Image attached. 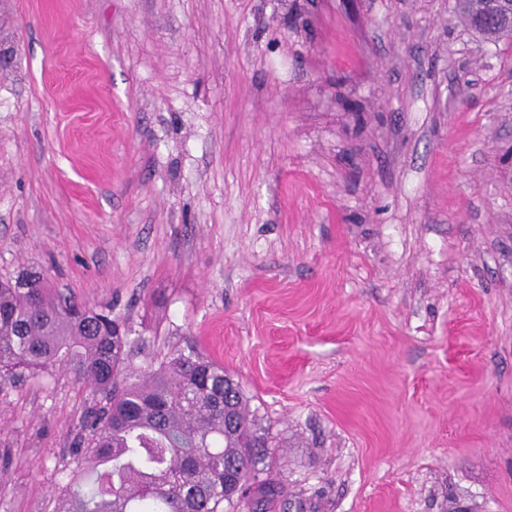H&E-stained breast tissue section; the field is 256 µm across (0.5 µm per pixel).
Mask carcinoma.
Masks as SVG:
<instances>
[{
	"label": "carcinoma",
	"mask_w": 512,
	"mask_h": 512,
	"mask_svg": "<svg viewBox=\"0 0 512 512\" xmlns=\"http://www.w3.org/2000/svg\"><path fill=\"white\" fill-rule=\"evenodd\" d=\"M455 7L484 39L512 37L474 26L485 0ZM127 339L111 314L53 301L37 276L0 281V385L68 361L107 399L86 420V452L58 512H224L233 501L262 512L280 490L266 463L277 445L240 383L190 343L134 381Z\"/></svg>",
	"instance_id": "cac0c4a2"
}]
</instances>
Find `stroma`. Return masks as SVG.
<instances>
[{
    "instance_id": "stroma-1",
    "label": "stroma",
    "mask_w": 512,
    "mask_h": 512,
    "mask_svg": "<svg viewBox=\"0 0 512 512\" xmlns=\"http://www.w3.org/2000/svg\"><path fill=\"white\" fill-rule=\"evenodd\" d=\"M455 0H0V280L193 343L280 448L266 512H512V39ZM105 399L0 387V512ZM455 7L464 23L487 41L497 43L512 37V30L506 31L491 25H484L482 28L474 26L475 18L484 13L485 0H456Z\"/></svg>"
}]
</instances>
